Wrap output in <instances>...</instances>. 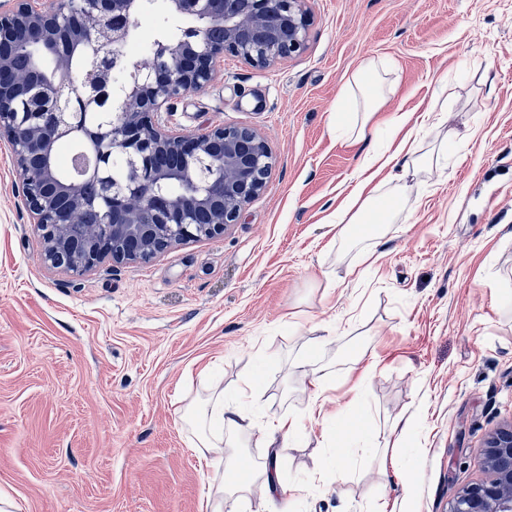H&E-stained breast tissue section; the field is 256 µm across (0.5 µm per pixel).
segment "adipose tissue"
Instances as JSON below:
<instances>
[{"label": "adipose tissue", "instance_id": "obj_1", "mask_svg": "<svg viewBox=\"0 0 512 512\" xmlns=\"http://www.w3.org/2000/svg\"><path fill=\"white\" fill-rule=\"evenodd\" d=\"M388 73L387 64L370 60L348 82L344 94L355 107L346 124V135L350 139L362 142L368 134L381 131L395 134L409 125L413 117L408 112H398L385 118L378 115L377 103L386 93ZM421 163L413 144L406 139L392 152L367 154L353 174L346 195L336 206L340 236H353L355 225L368 223L370 215L384 198V186L393 185L396 198L408 200L407 179ZM192 421L196 429L194 445L208 453L223 447L225 435L238 438L252 433L257 427L252 413L239 405H225L224 396L220 393L212 397L208 407L197 410ZM256 483L267 496L273 497L282 492L278 462L265 463L244 480L228 472L218 475L210 485L213 493L211 512H223L225 497L243 495Z\"/></svg>", "mask_w": 512, "mask_h": 512}]
</instances>
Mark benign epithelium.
Listing matches in <instances>:
<instances>
[{
  "mask_svg": "<svg viewBox=\"0 0 512 512\" xmlns=\"http://www.w3.org/2000/svg\"><path fill=\"white\" fill-rule=\"evenodd\" d=\"M168 6L195 25L160 43L148 76L124 83L116 96L109 74L134 37L143 0H47L42 7L35 0H0V137L9 140L23 174L49 267L80 275L106 259L145 263L157 248L220 236L266 185L272 156L252 127L214 126L182 136L153 117L171 99L207 86L226 53L266 66L300 51L307 31L302 0H168ZM23 45L47 53L52 76L16 73V48ZM76 52L86 54L78 68ZM77 112L113 115L85 133L95 143L87 173L97 175L107 213L93 238L77 228L87 208L82 179L61 176L55 165L56 146L73 137ZM119 151L138 166L116 192L111 160ZM163 154L206 158L220 176L179 197L160 195L157 184L183 175L157 164ZM483 465L491 479L459 490L448 512H512V426L488 435Z\"/></svg>",
  "mask_w": 512,
  "mask_h": 512,
  "instance_id": "7a95c632",
  "label": "benign epithelium"
}]
</instances>
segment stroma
<instances>
[{
  "label": "stroma",
  "instance_id": "1",
  "mask_svg": "<svg viewBox=\"0 0 512 512\" xmlns=\"http://www.w3.org/2000/svg\"><path fill=\"white\" fill-rule=\"evenodd\" d=\"M305 45L267 67L227 54L156 121L177 135L253 127L273 165L223 236L146 263L76 275L43 264L42 233L0 141V494L19 512H208L214 470L185 417L256 385L261 421L241 454L278 455L284 486L224 512H448L489 480L487 433L512 422V0H305ZM388 61L383 114L432 108L409 178L378 232L339 237L337 197L384 136L350 142L340 93ZM470 128L461 141L456 131ZM335 380L312 404L311 372ZM415 416L403 469L370 464L389 423ZM346 449L345 476L329 467Z\"/></svg>",
  "mask_w": 512,
  "mask_h": 512
}]
</instances>
